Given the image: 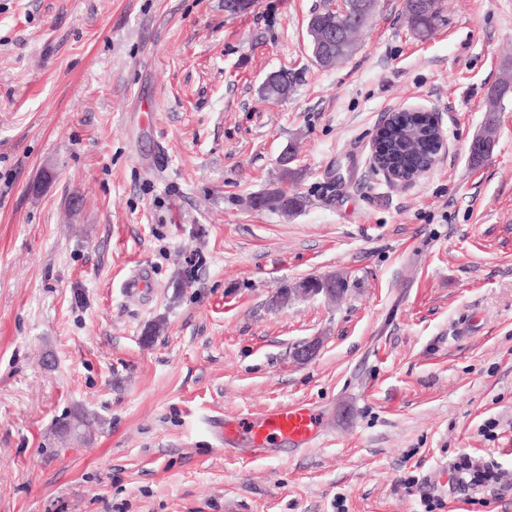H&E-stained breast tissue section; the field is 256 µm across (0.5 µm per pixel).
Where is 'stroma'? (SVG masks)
<instances>
[{
	"mask_svg": "<svg viewBox=\"0 0 512 512\" xmlns=\"http://www.w3.org/2000/svg\"><path fill=\"white\" fill-rule=\"evenodd\" d=\"M339 3L0 0V512H512V96L470 153L512 0H439L425 39L379 0L325 69L307 22ZM413 105L448 150L391 183L370 142ZM332 273L341 302L273 304ZM284 404L319 445L224 453L225 416ZM406 109H412V110H404V109H402V111L421 113L423 116L428 118L430 123L433 125L434 130L436 132V135H437V137L439 139V143L437 144L439 146V153L435 157L433 163L428 168H426L424 171H422V172H420L418 174V176L414 179V181H415L419 177H421V176L425 175L426 173L430 172L436 166V164L438 163V161L441 158L442 154L446 151L447 140H446V137L444 135L441 118H440V116H439V114L437 112L428 111V110H425V109H416V108H406ZM255 201L262 208L268 209L273 212H282L285 214L293 213L303 207V201L298 196H291L285 194H266L255 198Z\"/></svg>",
	"mask_w": 512,
	"mask_h": 512,
	"instance_id": "obj_1",
	"label": "stroma"
}]
</instances>
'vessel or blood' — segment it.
<instances>
[{
	"label": "vessel or blood",
	"mask_w": 512,
	"mask_h": 512,
	"mask_svg": "<svg viewBox=\"0 0 512 512\" xmlns=\"http://www.w3.org/2000/svg\"><path fill=\"white\" fill-rule=\"evenodd\" d=\"M322 433L319 413L304 404H286L259 417L237 415L225 418L219 439L224 448L238 445L251 448L254 456H263L276 441H285L308 448Z\"/></svg>",
	"instance_id": "vessel-or-blood-1"
}]
</instances>
